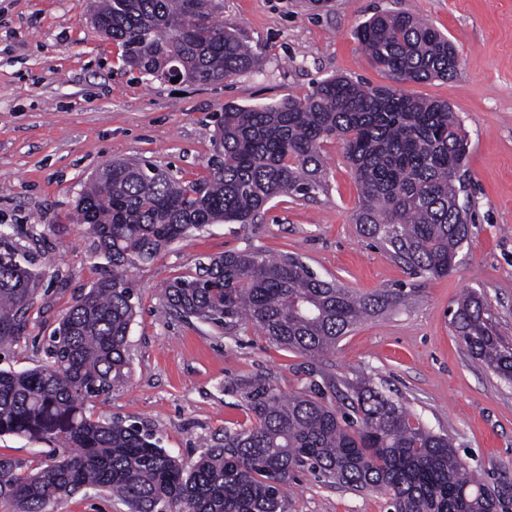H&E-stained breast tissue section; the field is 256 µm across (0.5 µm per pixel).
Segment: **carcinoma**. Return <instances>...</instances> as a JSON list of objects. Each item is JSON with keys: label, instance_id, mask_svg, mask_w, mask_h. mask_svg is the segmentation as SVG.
I'll return each instance as SVG.
<instances>
[{"label": "carcinoma", "instance_id": "1", "mask_svg": "<svg viewBox=\"0 0 512 512\" xmlns=\"http://www.w3.org/2000/svg\"><path fill=\"white\" fill-rule=\"evenodd\" d=\"M215 0H99L93 22L142 74L180 60L186 82L211 84L256 69L237 30L215 18ZM373 64L396 83L450 79L453 43L410 14L369 18L354 32ZM346 148L360 189L354 223L415 273L447 275L469 238L458 203L466 134L445 102L393 86L328 77L311 91L259 106L224 105L215 122L216 162L203 181H180L148 162L119 161L92 177L76 204L96 250L112 264L65 312L50 336L51 362L0 369V436L56 445L52 462L22 472L0 457V499L15 512L86 487L119 497L130 512H288V488L307 470L355 491H379L386 512H512V481L472 474L453 439L428 428L400 398L373 383L323 375V392L284 395L256 375L241 383L254 423L224 430V440L184 466L135 422L86 413L87 404L124 383L135 315L126 267L152 260L191 229L253 224L282 195L325 190L321 144ZM39 271L0 227V344L26 329ZM168 310L224 330H260L272 343L309 356L336 347L366 318L405 299L400 289L358 296L319 278L300 259L259 250L226 252L163 291ZM457 339L512 383V343L498 333L475 292L450 311Z\"/></svg>", "mask_w": 512, "mask_h": 512}]
</instances>
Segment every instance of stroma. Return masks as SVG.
Masks as SVG:
<instances>
[{"label":"stroma","instance_id":"35a3bbf8","mask_svg":"<svg viewBox=\"0 0 512 512\" xmlns=\"http://www.w3.org/2000/svg\"><path fill=\"white\" fill-rule=\"evenodd\" d=\"M93 0H0V223L38 259L41 273L24 338L0 350V368L48 364L64 312L111 268L86 225L70 222L91 175L114 160L143 159L193 181L208 175L215 119L225 103L261 105L301 96L330 76L389 84L354 37L382 11L411 14L452 41L460 66L448 80L404 84L414 97L448 102L469 143L459 202L472 215L455 269L432 279L364 237L352 215L359 187L341 143H323L327 187L311 199L281 196L255 224H211L129 266L136 316L126 383L89 403L94 416L144 425L165 450L192 463L224 436L250 426L241 379L269 377L284 394L322 374L368 379L404 400L427 427L447 433L485 480H512V384L458 343L449 308L467 292L487 301L512 342V0H224L259 72L224 83L169 84L127 68L121 47L91 20ZM298 256L319 278L368 295L403 289L404 305L374 315L333 352L309 357L263 333L224 332L161 311L160 290L226 251ZM0 457L49 463L51 445L0 436ZM291 512H385L376 492L297 473ZM48 512H128L110 493L84 488Z\"/></svg>","mask_w":512,"mask_h":512}]
</instances>
